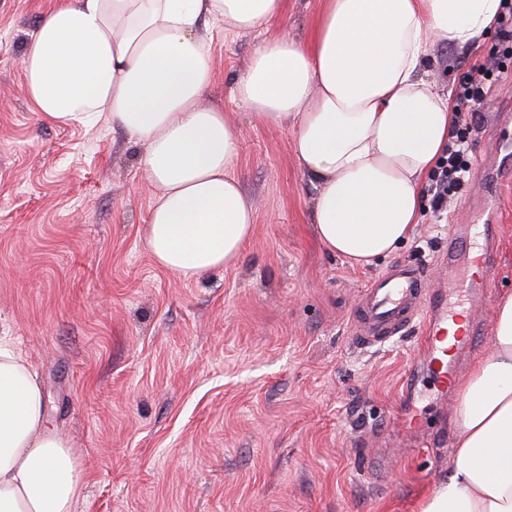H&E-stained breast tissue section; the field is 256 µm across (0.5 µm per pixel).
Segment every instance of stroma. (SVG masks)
<instances>
[{"label":"stroma","mask_w":512,"mask_h":512,"mask_svg":"<svg viewBox=\"0 0 512 512\" xmlns=\"http://www.w3.org/2000/svg\"><path fill=\"white\" fill-rule=\"evenodd\" d=\"M53 0H0V336L38 372L50 426L83 475L77 512H415L447 477L460 382L492 343L481 336L440 398L415 331L380 346L355 340L370 280L392 262L448 271L436 257L468 199L498 211L497 257L484 316L512 293V184L478 180L512 95V70L490 87L470 136V179L446 217L424 208L393 258L353 267L313 231L316 190L292 154L293 123L253 116L233 94L264 33L216 22L207 104L243 131L231 173L255 210L235 266L182 281L143 242L153 188L140 143L108 119L84 127L42 120L21 58ZM323 0H287L271 33L303 41ZM429 49V78L455 91L471 64L506 43ZM417 412L420 428L401 423Z\"/></svg>","instance_id":"1"}]
</instances>
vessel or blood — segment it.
<instances>
[{"label":"vessel or blood","instance_id":"1","mask_svg":"<svg viewBox=\"0 0 512 512\" xmlns=\"http://www.w3.org/2000/svg\"><path fill=\"white\" fill-rule=\"evenodd\" d=\"M495 237V223L483 219L481 209H474L471 222L459 225L448 236L449 262H456L459 254H470L484 270H492ZM428 275L426 265L403 260L376 276L365 290L357 335L363 344L374 346L419 328L433 373L445 387L455 377L454 367L446 363L448 351L443 346L454 316L442 294H427Z\"/></svg>","mask_w":512,"mask_h":512}]
</instances>
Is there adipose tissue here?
<instances>
[{"label": "adipose tissue", "instance_id": "1", "mask_svg": "<svg viewBox=\"0 0 512 512\" xmlns=\"http://www.w3.org/2000/svg\"><path fill=\"white\" fill-rule=\"evenodd\" d=\"M286 0H58L21 58L48 122L108 117L142 144L155 189L144 229L155 263L183 280L235 264L254 209L231 174L241 131L205 102L210 46L201 23L261 31ZM501 0H324L308 41L273 35L234 95L266 120H294L293 155L316 188L314 230L329 252L369 266L420 221L423 184L454 127L424 76L428 46L481 44ZM454 419L447 479L416 512H512V293L493 343L472 365ZM81 471L48 428L47 398L23 354L0 339V512H75Z\"/></svg>", "mask_w": 512, "mask_h": 512}]
</instances>
